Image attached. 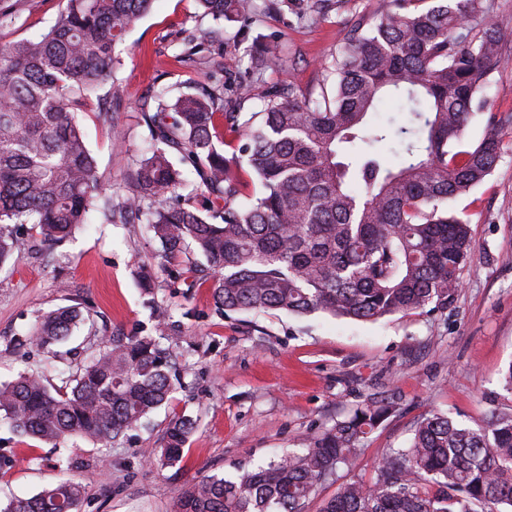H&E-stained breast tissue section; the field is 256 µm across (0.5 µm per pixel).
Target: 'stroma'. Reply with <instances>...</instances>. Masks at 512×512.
I'll list each match as a JSON object with an SVG mask.
<instances>
[{
  "mask_svg": "<svg viewBox=\"0 0 512 512\" xmlns=\"http://www.w3.org/2000/svg\"><path fill=\"white\" fill-rule=\"evenodd\" d=\"M10 25L0 41L30 38L52 25L62 0H12ZM380 0H348L317 20L297 18L290 4L269 11L257 5L242 20L240 41L225 40L224 55L237 59L225 96H234L249 66L254 39L278 42L297 89L318 90L321 64L330 59L344 30L375 12ZM195 0H154L114 50L112 80L119 97L102 90L111 123L96 111L77 113L105 185L125 192L129 171L151 147L141 106L155 92H199L205 73L180 62L183 31L200 22ZM487 112L499 119L501 157L487 181L451 203L470 221L473 248L462 286L445 309L372 321L338 320L324 314L219 313L214 275L205 258L187 249L163 263L159 243L140 224L94 223L60 246L46 248L39 230L22 224L27 244L0 269V382L29 366L54 361L36 345L15 346L42 313L80 306L88 324L59 348L83 361L100 336H140L167 320L163 344L174 362L171 399L147 426L111 447L80 443L72 473L86 494L78 512H175L181 490L193 479L228 477L301 449L314 434L367 399L393 398L395 412L370 435L342 480H367L390 449L405 447L416 422L433 411L472 424L496 407H512L500 372L512 364V67L496 72L485 91ZM156 275L145 290L143 271ZM175 416L195 421L183 459L172 467L149 463L144 451L158 445ZM58 450L21 441L0 425V500L30 497L58 479Z\"/></svg>",
  "mask_w": 512,
  "mask_h": 512,
  "instance_id": "stroma-1",
  "label": "stroma"
}]
</instances>
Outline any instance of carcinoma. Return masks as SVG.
Listing matches in <instances>:
<instances>
[{"label": "carcinoma", "mask_w": 512, "mask_h": 512, "mask_svg": "<svg viewBox=\"0 0 512 512\" xmlns=\"http://www.w3.org/2000/svg\"><path fill=\"white\" fill-rule=\"evenodd\" d=\"M153 2L65 0L45 33L0 45V268L24 249L14 225L33 224L56 245L97 213L103 224L148 225L169 262L193 244L217 273L220 313L367 321L448 307L473 244L469 220L448 203L485 182L502 149L494 115L477 145L457 149L485 107L489 76L512 64L490 23L496 0H435L421 13L408 9L411 0H384L346 30L323 65L331 92L316 97L295 91L277 47L265 42L250 68L277 77L245 120L237 109L251 87L224 97V59L207 62L210 90L172 98L161 89L144 104L155 146L119 197L103 189L75 113L100 100L116 44ZM325 2L297 0V14L314 20ZM197 4L213 24L184 33L189 60L224 43L228 26L253 8V0ZM385 99L406 116L382 118ZM226 108L245 140L238 157L215 142L214 117ZM384 146L398 164L385 160ZM172 151L192 165L196 189L224 203V223L171 202L186 182ZM244 169L259 187L246 204L237 202ZM84 322L81 307H59L18 342L59 344ZM164 336L163 328L156 337L104 336L83 364L58 370V387L40 370L23 371L0 385V413L23 438L107 448L168 402L173 362ZM395 408L367 401L299 452L233 478L195 480L178 512H303L320 482L337 484L322 512H512V408L474 424L430 413L370 482H339ZM193 429L189 418L172 419L148 457L179 463ZM84 496L82 483L66 478L10 498L0 512H76Z\"/></svg>", "instance_id": "1"}]
</instances>
